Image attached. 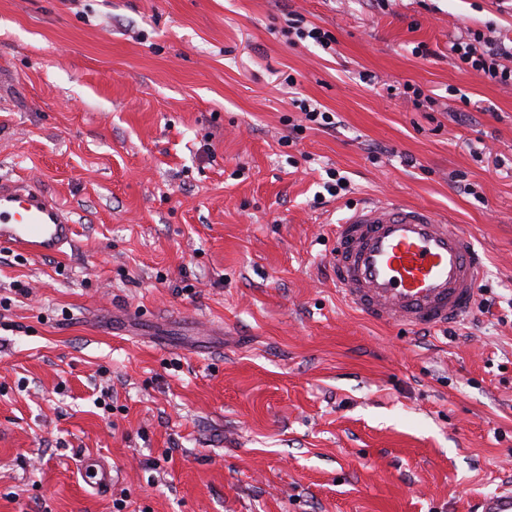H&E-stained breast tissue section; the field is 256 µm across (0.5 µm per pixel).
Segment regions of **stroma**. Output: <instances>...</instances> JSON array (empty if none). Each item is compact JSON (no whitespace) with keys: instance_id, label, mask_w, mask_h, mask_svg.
<instances>
[{"instance_id":"stroma-1","label":"stroma","mask_w":512,"mask_h":512,"mask_svg":"<svg viewBox=\"0 0 512 512\" xmlns=\"http://www.w3.org/2000/svg\"><path fill=\"white\" fill-rule=\"evenodd\" d=\"M470 30L512 38V0H0V178L76 227L0 246V512H476L512 487V85L457 68ZM386 197L472 236L460 322L337 293V222ZM294 16L296 18L288 19L289 33L295 34V36L300 40H306L309 38L324 49L331 48V44L334 43V38L331 34L316 26H303V18L296 15ZM83 481L89 487L104 492L112 485V466L97 458H92L83 463Z\"/></svg>"}]
</instances>
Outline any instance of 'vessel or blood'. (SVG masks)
Masks as SVG:
<instances>
[{
	"label": "vessel or blood",
	"mask_w": 512,
	"mask_h": 512,
	"mask_svg": "<svg viewBox=\"0 0 512 512\" xmlns=\"http://www.w3.org/2000/svg\"><path fill=\"white\" fill-rule=\"evenodd\" d=\"M75 226L48 192L0 181V244L35 255L60 252ZM329 255L337 292L373 320L410 330L444 326L468 313L484 266L462 225L424 206L366 200L336 226ZM86 485L103 492L112 467L84 462Z\"/></svg>",
	"instance_id": "obj_1"
}]
</instances>
